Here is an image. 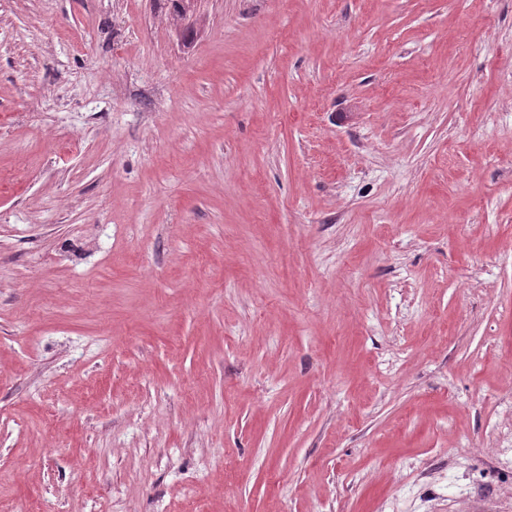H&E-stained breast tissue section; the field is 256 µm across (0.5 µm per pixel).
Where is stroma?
Segmentation results:
<instances>
[{
  "mask_svg": "<svg viewBox=\"0 0 512 512\" xmlns=\"http://www.w3.org/2000/svg\"><path fill=\"white\" fill-rule=\"evenodd\" d=\"M512 512V0H0V512Z\"/></svg>",
  "mask_w": 512,
  "mask_h": 512,
  "instance_id": "obj_1",
  "label": "stroma"
}]
</instances>
